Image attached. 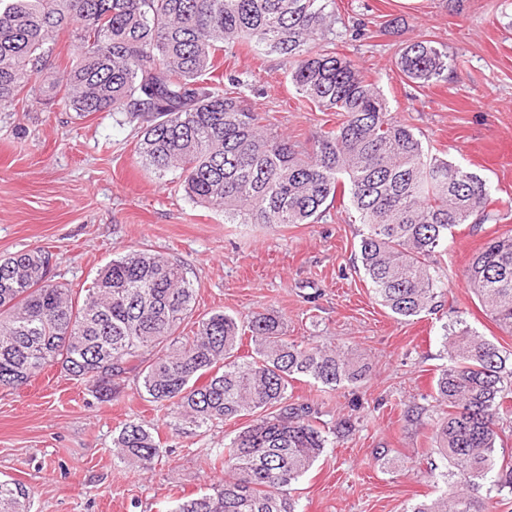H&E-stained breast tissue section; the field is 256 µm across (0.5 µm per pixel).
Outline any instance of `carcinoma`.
Returning <instances> with one entry per match:
<instances>
[{"label":"carcinoma","instance_id":"1","mask_svg":"<svg viewBox=\"0 0 512 512\" xmlns=\"http://www.w3.org/2000/svg\"><path fill=\"white\" fill-rule=\"evenodd\" d=\"M335 0H10L0 7V108L26 99L70 32L76 64L53 85L80 118L121 113L139 124L138 154L160 176L178 173L193 201L224 210L226 224H314L349 194L362 224L358 271L393 314L409 318L441 306L437 255L461 224L496 220L486 180L429 153L395 117L376 83L353 60L325 48ZM275 54L305 104L336 113V126L305 142L270 132L237 92L240 80L214 76L226 48ZM407 79L447 77L448 52L416 40L397 57ZM41 250L0 256V386L19 389L61 365L98 400L135 374L158 423H125L113 460L148 470L160 457L159 425L176 417L185 434L254 416L211 459L224 479L169 512H303L288 487L336 440L311 402L288 386L309 378L332 390L362 381L368 366L340 346L288 340L270 313L247 322L224 312L191 321L195 288L181 262L135 251L97 271L82 303L51 276ZM466 278L484 311L512 334V231L473 255ZM251 353L239 355L243 328ZM448 365L434 380L445 407L430 439L446 461L429 480L450 493L403 512H492L479 495L492 479L512 489V464L495 458L497 422L512 395V355L470 326H443ZM0 512H30V491L0 481Z\"/></svg>","mask_w":512,"mask_h":512}]
</instances>
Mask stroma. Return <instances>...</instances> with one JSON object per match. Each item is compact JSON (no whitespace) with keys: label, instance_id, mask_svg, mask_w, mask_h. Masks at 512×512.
<instances>
[{"label":"stroma","instance_id":"1","mask_svg":"<svg viewBox=\"0 0 512 512\" xmlns=\"http://www.w3.org/2000/svg\"><path fill=\"white\" fill-rule=\"evenodd\" d=\"M336 15V51L377 80L431 153L490 184L498 218L454 231L437 314L400 319L380 305L353 267L361 227L346 221L342 201L316 224L225 223L174 175L143 166L132 126L106 113L77 118L44 92L0 109V255L46 251L54 280L78 292L112 258L149 250L189 269L197 315L270 312L289 338L351 349L369 366L363 382L288 389L316 405L325 427L353 424L291 493L303 512H402L446 489L416 476L439 459L427 435L439 414L433 381L447 363L443 324L466 321L512 353V335L485 316L466 280L472 254L512 230V0H336ZM360 22L369 36H355ZM417 39L446 48L457 70L425 86L406 81L395 55ZM215 66L241 79L242 95L278 133L303 140L336 124L335 113L300 106L279 56L227 52ZM136 385L127 379L102 402L55 366L21 389L0 388V479L31 488L32 512H168L174 496L207 492L223 476L210 449L249 417L197 435L169 419L159 459L134 470L113 462L112 438L126 422L156 420ZM382 448L390 460L377 458Z\"/></svg>","mask_w":512,"mask_h":512}]
</instances>
